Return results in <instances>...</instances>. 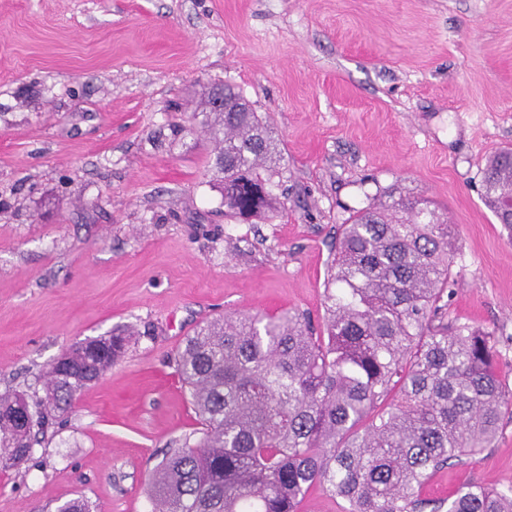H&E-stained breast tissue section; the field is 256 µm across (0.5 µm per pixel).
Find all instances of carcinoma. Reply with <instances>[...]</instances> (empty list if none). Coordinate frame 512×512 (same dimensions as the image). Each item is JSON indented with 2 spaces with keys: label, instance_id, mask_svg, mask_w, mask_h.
<instances>
[{
  "label": "carcinoma",
  "instance_id": "carcinoma-1",
  "mask_svg": "<svg viewBox=\"0 0 512 512\" xmlns=\"http://www.w3.org/2000/svg\"><path fill=\"white\" fill-rule=\"evenodd\" d=\"M197 118L215 144L225 212L248 222L275 210L262 172L282 157L244 96L216 85ZM482 188L511 228L512 148L489 156ZM450 234L432 201L392 190L342 225L322 328L300 311L238 313L187 337L175 363L201 437L154 468L152 512H300L315 486L345 512H512V488L421 498L437 470L491 447L512 408L491 335L434 324L456 282ZM127 344L110 334L69 347L47 372L33 420L18 419L25 394H0V468L25 462L33 428L68 410Z\"/></svg>",
  "mask_w": 512,
  "mask_h": 512
}]
</instances>
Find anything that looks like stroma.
<instances>
[{
	"instance_id": "stroma-1",
	"label": "stroma",
	"mask_w": 512,
	"mask_h": 512,
	"mask_svg": "<svg viewBox=\"0 0 512 512\" xmlns=\"http://www.w3.org/2000/svg\"><path fill=\"white\" fill-rule=\"evenodd\" d=\"M230 83L274 132L279 213L238 222L190 118ZM512 147V0H0V394H43L75 342L117 363L0 471V512H150L154 466L197 429L173 358L219 315L324 317L341 224L387 190L451 224L444 322L489 332L512 386V229L481 170ZM512 485V414L437 471L439 500Z\"/></svg>"
}]
</instances>
